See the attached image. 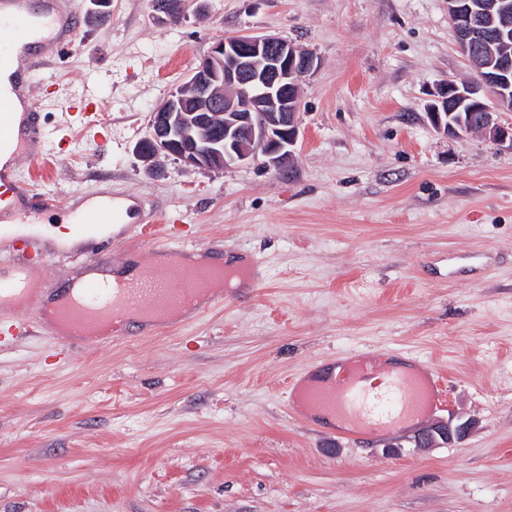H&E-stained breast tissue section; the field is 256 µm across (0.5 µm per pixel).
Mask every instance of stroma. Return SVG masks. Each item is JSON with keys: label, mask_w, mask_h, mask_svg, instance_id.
I'll use <instances>...</instances> for the list:
<instances>
[{"label": "stroma", "mask_w": 512, "mask_h": 512, "mask_svg": "<svg viewBox=\"0 0 512 512\" xmlns=\"http://www.w3.org/2000/svg\"><path fill=\"white\" fill-rule=\"evenodd\" d=\"M75 47L37 76L48 125L92 81L51 188L146 200L136 225L255 260L248 287L136 339L0 343V512H512V151L436 132L430 92L471 77L448 0H71ZM245 31L312 51L296 159L188 170L135 152L212 44ZM436 375L418 425L362 439L290 406L332 361ZM470 420L433 448L417 428ZM155 0L153 1L154 10L162 22L180 21L187 14L186 0Z\"/></svg>", "instance_id": "1"}]
</instances>
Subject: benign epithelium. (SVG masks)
<instances>
[{
    "instance_id": "1",
    "label": "benign epithelium",
    "mask_w": 512,
    "mask_h": 512,
    "mask_svg": "<svg viewBox=\"0 0 512 512\" xmlns=\"http://www.w3.org/2000/svg\"><path fill=\"white\" fill-rule=\"evenodd\" d=\"M163 22L180 21L186 0H153ZM448 17L455 39L476 73L470 82L439 85L428 107L434 129L462 137L476 125L493 144L512 151V127L502 125L496 109L512 110V96L502 76L512 74V55L486 56L482 45L507 43L512 6L507 0H448ZM317 57L308 49L272 35L240 34L217 41L187 81L173 88L151 113L149 135L136 146L149 165L173 156L194 169L228 168L259 161L268 170L282 171L295 158L299 138L301 83L315 71ZM471 104L468 124L448 122V114ZM222 116L223 135L214 118ZM469 424L440 422L416 439L419 448L463 440Z\"/></svg>"
}]
</instances>
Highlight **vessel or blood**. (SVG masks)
I'll use <instances>...</instances> for the list:
<instances>
[{
  "instance_id": "vessel-or-blood-1",
  "label": "vessel or blood",
  "mask_w": 512,
  "mask_h": 512,
  "mask_svg": "<svg viewBox=\"0 0 512 512\" xmlns=\"http://www.w3.org/2000/svg\"><path fill=\"white\" fill-rule=\"evenodd\" d=\"M79 25L67 0H0V180L14 178L27 199L20 209L0 206V216L15 225L10 251H0V309L11 314L4 323L10 335L42 316L32 284L34 273L45 270L48 256L35 250L29 227L43 223L45 215L58 207L56 193L38 188L36 178L20 175L17 168L33 144L55 143L62 132L61 127L48 126L32 106L30 71L69 51ZM21 47L31 52L24 70L14 66ZM142 207L136 196L98 191L83 196L68 221L83 233L94 234L102 225L127 223L133 210ZM69 257L86 266L109 264L110 242L101 240L97 251H73ZM202 288L191 268L169 266L160 274L146 268L127 279L80 284L77 303L65 299L59 308L71 325V338H86L88 327L108 321L115 338L124 340L143 335L156 318L181 308ZM377 367L368 358L356 367L342 368L329 384L310 394V403L337 417L342 434L350 437L387 432L417 417L428 403V386L416 373L392 370L384 389L373 390L366 381Z\"/></svg>"
}]
</instances>
